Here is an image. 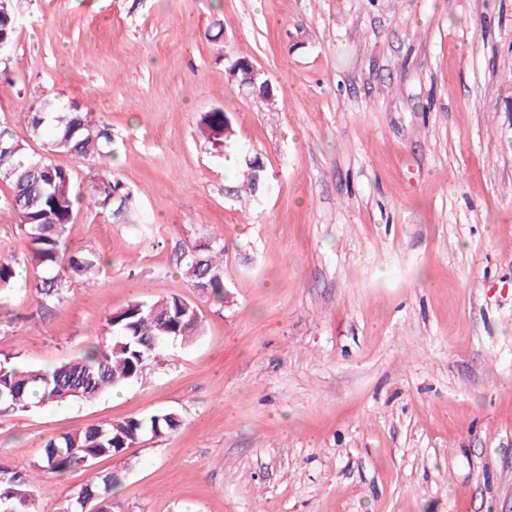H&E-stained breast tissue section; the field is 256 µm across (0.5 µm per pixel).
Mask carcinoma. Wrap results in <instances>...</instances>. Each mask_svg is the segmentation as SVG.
<instances>
[{
    "label": "carcinoma",
    "instance_id": "carcinoma-1",
    "mask_svg": "<svg viewBox=\"0 0 512 512\" xmlns=\"http://www.w3.org/2000/svg\"><path fill=\"white\" fill-rule=\"evenodd\" d=\"M16 33L11 0H0V42L12 44ZM32 139H46V151L63 149L81 161L99 162L112 157V131L109 125H89L80 107L62 105L48 96L33 100L28 115ZM200 128L212 143H224V111L208 112ZM0 180L11 188L7 206L19 218L28 242L33 287L43 301L64 300L70 279L94 274L98 257L82 253L65 257L64 233L72 223L79 198L72 174L54 165L45 155L31 154L22 142L0 131ZM266 184L264 170L243 175L241 191L253 197ZM92 197H103V204L114 207V214L128 210L130 192L109 175L87 188ZM193 283L211 282L208 295L224 302V248L204 243L195 247L187 264ZM17 272L12 262L0 256V289L10 288ZM113 343L107 349L71 360L49 370L21 369L0 364V410L26 411L33 406L49 407L73 400H93L113 387L139 379L145 368L161 357L160 341H191L202 329V318L195 306L178 296L152 304L139 301L107 316ZM179 415L168 412L149 417H130L118 422L86 427L49 439L36 462L27 467L0 466V512H37L35 489L46 477L69 470L88 469L101 457L121 455L146 436H160L180 426ZM121 478L114 472H95L75 495L66 512H81L79 499L94 497L112 512V493Z\"/></svg>",
    "mask_w": 512,
    "mask_h": 512
}]
</instances>
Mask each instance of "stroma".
<instances>
[{"mask_svg": "<svg viewBox=\"0 0 512 512\" xmlns=\"http://www.w3.org/2000/svg\"><path fill=\"white\" fill-rule=\"evenodd\" d=\"M0 129L88 186L70 252L100 265L45 303L0 291V361L49 368L112 343L130 302L202 315L138 381L0 414V464L57 435L173 412L180 427L92 471L120 512H512V0H12ZM247 59L258 82L227 79ZM111 127L105 166L45 152L39 95ZM234 134L212 144L202 114ZM267 188L238 196L246 157ZM0 181V255L28 251ZM224 246L228 303L191 288ZM90 471L37 488L64 512ZM92 197H103V205H112L115 207L114 214L121 215L128 210L130 202V192L114 177L105 174L100 177V181H94L87 188ZM203 271L206 272V276L202 278ZM187 273L193 285L200 281H210L208 295L221 304L224 303V247L212 243L196 246L187 264Z\"/></svg>", "mask_w": 512, "mask_h": 512, "instance_id": "stroma-1", "label": "stroma"}]
</instances>
